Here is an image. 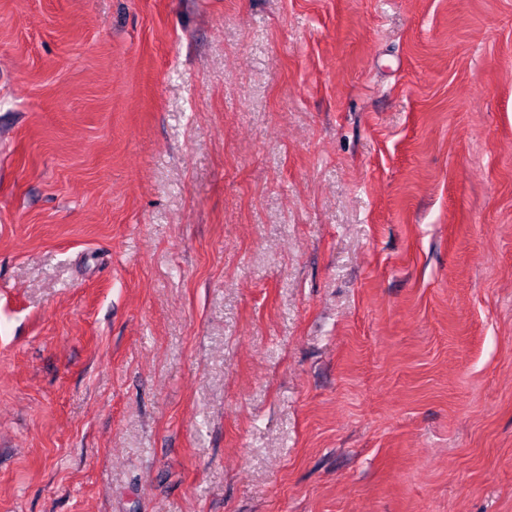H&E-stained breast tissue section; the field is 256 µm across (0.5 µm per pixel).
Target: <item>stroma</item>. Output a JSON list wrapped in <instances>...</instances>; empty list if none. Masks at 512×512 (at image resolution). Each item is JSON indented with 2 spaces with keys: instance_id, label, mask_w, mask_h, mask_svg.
<instances>
[{
  "instance_id": "obj_1",
  "label": "stroma",
  "mask_w": 512,
  "mask_h": 512,
  "mask_svg": "<svg viewBox=\"0 0 512 512\" xmlns=\"http://www.w3.org/2000/svg\"><path fill=\"white\" fill-rule=\"evenodd\" d=\"M0 512H512V0H0Z\"/></svg>"
}]
</instances>
